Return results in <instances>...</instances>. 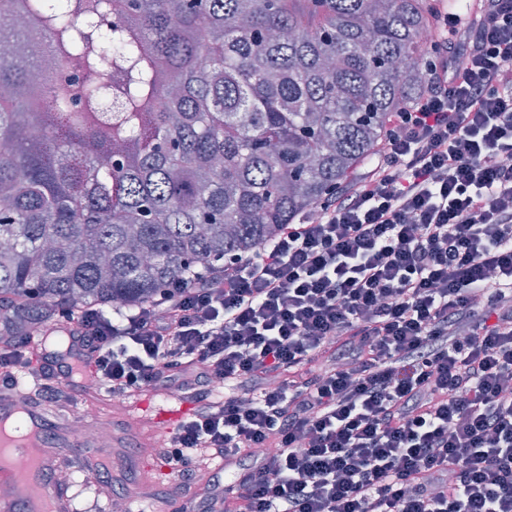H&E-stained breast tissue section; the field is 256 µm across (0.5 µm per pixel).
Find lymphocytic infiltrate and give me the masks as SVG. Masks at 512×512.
I'll return each instance as SVG.
<instances>
[{
    "label": "lymphocytic infiltrate",
    "mask_w": 512,
    "mask_h": 512,
    "mask_svg": "<svg viewBox=\"0 0 512 512\" xmlns=\"http://www.w3.org/2000/svg\"><path fill=\"white\" fill-rule=\"evenodd\" d=\"M425 67L315 216L156 303L58 310L57 367L78 347L108 396L189 405L153 446L180 512H512V0L443 13ZM22 377L73 400L1 351Z\"/></svg>",
    "instance_id": "obj_1"
}]
</instances>
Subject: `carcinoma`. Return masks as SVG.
Segmentation results:
<instances>
[{"label":"carcinoma","instance_id":"obj_1","mask_svg":"<svg viewBox=\"0 0 512 512\" xmlns=\"http://www.w3.org/2000/svg\"><path fill=\"white\" fill-rule=\"evenodd\" d=\"M441 5L0 0V307L118 312L273 238L416 98Z\"/></svg>","mask_w":512,"mask_h":512}]
</instances>
